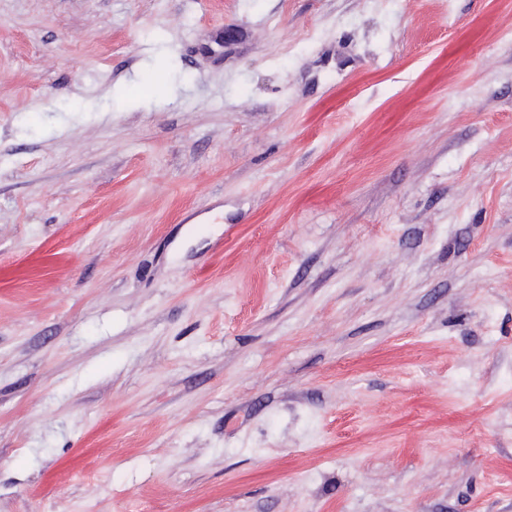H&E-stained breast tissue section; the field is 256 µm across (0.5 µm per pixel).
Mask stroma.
<instances>
[{"label":"stroma","instance_id":"stroma-1","mask_svg":"<svg viewBox=\"0 0 512 512\" xmlns=\"http://www.w3.org/2000/svg\"><path fill=\"white\" fill-rule=\"evenodd\" d=\"M0 512H512V0H0Z\"/></svg>","mask_w":512,"mask_h":512}]
</instances>
